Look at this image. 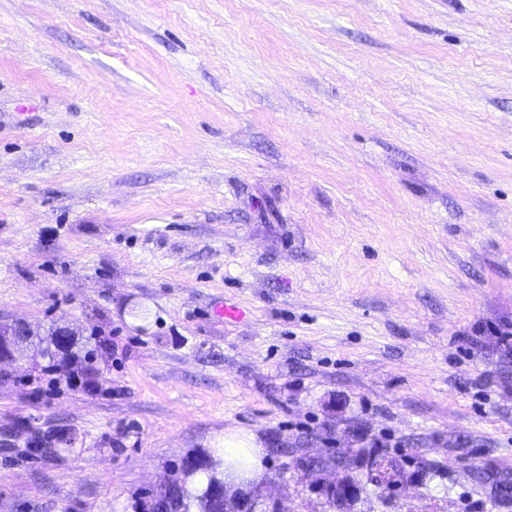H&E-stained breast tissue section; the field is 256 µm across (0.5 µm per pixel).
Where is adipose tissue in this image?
<instances>
[{"instance_id":"1","label":"adipose tissue","mask_w":512,"mask_h":512,"mask_svg":"<svg viewBox=\"0 0 512 512\" xmlns=\"http://www.w3.org/2000/svg\"><path fill=\"white\" fill-rule=\"evenodd\" d=\"M266 455L262 440L246 430L225 434L223 441L209 452L211 459L220 461L224 485L230 489L258 483L264 474Z\"/></svg>"}]
</instances>
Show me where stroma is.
<instances>
[{
  "mask_svg": "<svg viewBox=\"0 0 512 512\" xmlns=\"http://www.w3.org/2000/svg\"><path fill=\"white\" fill-rule=\"evenodd\" d=\"M0 318V512H512V0H0ZM34 333L32 329L25 323L16 322L9 324L7 322L0 321V351L2 347V353L0 352V360L14 359L15 353L18 352L19 347L22 346L21 340L23 336H27L28 343L32 342ZM14 336H18L17 339ZM207 457L213 460H220L221 466L218 471L223 472V480L210 477L208 471L194 473L188 478L190 490L186 485V475L203 469L210 465L209 460L192 458L194 465L186 468L183 476L178 482L173 499V512H215L218 506V496L224 491L223 511L221 512H247L252 510L253 504L247 498L238 497L232 503L227 499L225 488L242 489L248 485L258 483L264 474L266 448L263 441L252 431L238 430L224 434V440L212 448ZM224 481V482H223ZM359 486L350 479L338 483H331L320 488L321 493L328 499L340 506L353 499L359 493Z\"/></svg>",
  "mask_w": 512,
  "mask_h": 512,
  "instance_id": "35a3bbf8",
  "label": "stroma"
}]
</instances>
